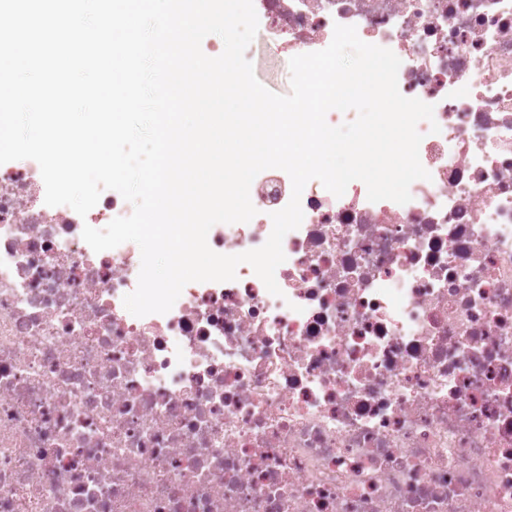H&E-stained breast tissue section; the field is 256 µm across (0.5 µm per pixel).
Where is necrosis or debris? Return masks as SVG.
I'll return each mask as SVG.
<instances>
[{
	"label": "necrosis or debris",
	"mask_w": 512,
	"mask_h": 512,
	"mask_svg": "<svg viewBox=\"0 0 512 512\" xmlns=\"http://www.w3.org/2000/svg\"><path fill=\"white\" fill-rule=\"evenodd\" d=\"M254 7L284 70L338 24L393 51L429 179L310 180L280 295L243 263L137 317L139 246L82 237L132 205L82 217L0 165V512H512V0ZM291 194L261 172L209 247L262 246Z\"/></svg>",
	"instance_id": "necrosis-or-debris-1"
}]
</instances>
